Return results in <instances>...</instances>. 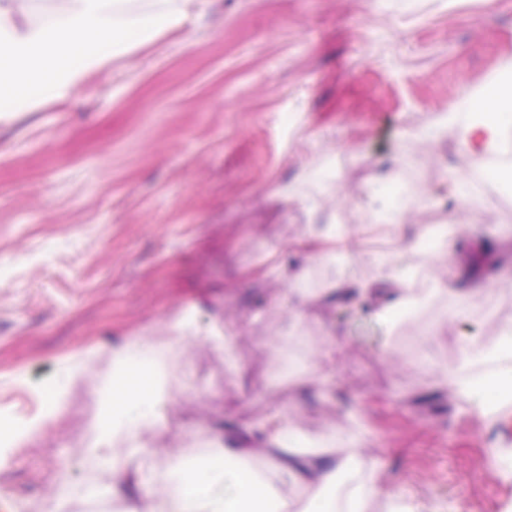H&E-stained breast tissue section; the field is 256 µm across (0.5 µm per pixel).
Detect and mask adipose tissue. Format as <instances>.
I'll list each match as a JSON object with an SVG mask.
<instances>
[{"instance_id": "1", "label": "adipose tissue", "mask_w": 512, "mask_h": 512, "mask_svg": "<svg viewBox=\"0 0 512 512\" xmlns=\"http://www.w3.org/2000/svg\"><path fill=\"white\" fill-rule=\"evenodd\" d=\"M206 0H150L142 9L129 0H67L55 14L43 21L33 20L28 11L19 9L16 0H0V121L11 118L20 105L39 106L63 103L85 85L88 75L111 64L131 50L135 43L164 32L176 30L192 14L200 12ZM504 79H491L483 88L467 94L449 112L445 125L451 127L462 145L468 147L478 169L506 164L501 145L508 133L500 113L512 110V61L503 67ZM391 252L372 256L379 270L377 280L363 282L349 275L339 286L340 297L352 294L374 296L379 289L387 294L378 306L381 317L408 305V275ZM190 324L175 320L166 341L147 336H129L112 348L115 372H122L128 361L140 358L153 368L148 382L150 392L139 390L136 380L112 390V402L123 409L113 426L118 429L122 448L108 441L96 443L93 453L112 471L115 484L128 481L127 458L146 454L139 440L141 429L151 424L152 416L139 409V402L163 405L166 398L164 370L183 340ZM139 394L132 402L131 394ZM292 430L288 414L275 407L258 427L257 434H228L224 437L222 467L199 473L197 468L175 462L182 480L148 508L132 505L129 512H299L298 503L287 500L279 489L299 486L314 506L324 501L322 489L335 484L342 468L358 463L352 447L365 435L354 427L341 438L346 454L339 462L329 461L318 448L298 451L290 445ZM261 436L267 455V467L277 477L276 483L259 478L253 468L255 458L250 443Z\"/></svg>"}]
</instances>
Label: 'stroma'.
<instances>
[{
    "instance_id": "35a3bbf8",
    "label": "stroma",
    "mask_w": 512,
    "mask_h": 512,
    "mask_svg": "<svg viewBox=\"0 0 512 512\" xmlns=\"http://www.w3.org/2000/svg\"><path fill=\"white\" fill-rule=\"evenodd\" d=\"M512 59V0H208L177 30L91 74L68 102L26 107L0 123V418H49L44 435L0 460L8 512H126L165 496L172 463L209 461L207 426L246 430L272 407L317 442L362 422L363 474L389 512L399 491L425 512H512V479L489 449L512 453V402L478 408L439 382L472 343L512 325V187L477 175L455 133L419 137L461 96ZM304 175L300 199L277 186ZM462 209L417 201L448 191ZM407 186L410 233L456 224L457 260L431 268L402 254L419 314L380 319L362 305L320 298L282 303L280 253L308 244L313 224H340L337 254L393 250L366 205L372 188ZM474 269L482 298L451 311L441 286ZM193 321L149 455L116 488L90 454L105 428L97 391L113 378L112 347L162 338L177 315ZM343 338L320 368L326 327ZM230 335L232 355L212 337ZM294 355L299 390L272 348ZM83 366L62 409L52 392Z\"/></svg>"
}]
</instances>
